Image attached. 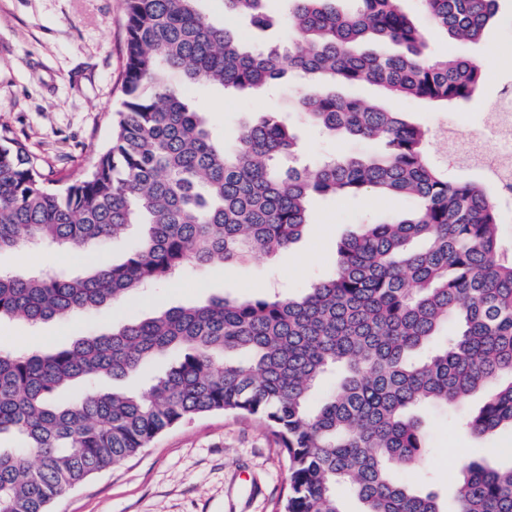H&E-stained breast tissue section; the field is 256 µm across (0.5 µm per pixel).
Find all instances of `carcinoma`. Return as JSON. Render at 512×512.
Listing matches in <instances>:
<instances>
[{
  "label": "carcinoma",
  "instance_id": "1",
  "mask_svg": "<svg viewBox=\"0 0 512 512\" xmlns=\"http://www.w3.org/2000/svg\"><path fill=\"white\" fill-rule=\"evenodd\" d=\"M201 0H124L123 98L110 146L60 188L0 130V251L32 242L81 249L147 226L120 263L82 276L0 275V320L31 324L122 302L191 263L237 264L290 247L318 197L394 195L414 209L338 246L332 275L299 297H213L171 307L37 353L0 351V512H49L87 479L198 415L258 422L288 461L282 512H444L437 495L396 479L429 448L416 411L448 410L489 389L465 422L478 437L512 429V259L485 184L451 179L427 130L401 112L307 84L371 83L386 95L457 107L484 79L468 58L432 59L402 0H285L288 48L256 46L210 21ZM265 0H224L259 30ZM434 27L479 40L499 0H422ZM302 81L289 107L312 126L384 145L314 169L293 163L297 137L278 112L226 148L183 85L265 90ZM446 344L430 348L443 328ZM143 390H104L170 351ZM336 387L317 411L312 391ZM85 390L63 395L71 382ZM454 512H512V466L461 458Z\"/></svg>",
  "mask_w": 512,
  "mask_h": 512
}]
</instances>
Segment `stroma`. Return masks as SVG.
<instances>
[{
  "label": "stroma",
  "instance_id": "1",
  "mask_svg": "<svg viewBox=\"0 0 512 512\" xmlns=\"http://www.w3.org/2000/svg\"><path fill=\"white\" fill-rule=\"evenodd\" d=\"M124 0H0V126L9 127L30 155L66 176L92 165L112 135V116L122 98L125 67ZM405 12L427 39L429 56H459L480 64L485 80L469 102L452 109L431 108L411 98L387 106L420 122L429 133V156L449 175L469 172L448 164L450 136L479 131L504 83H512V0L499 10L478 43L447 37L429 25L419 0H403ZM189 97L207 109L214 135L233 145L240 127L271 110L288 111L305 161L367 151L368 143L313 129L289 112L284 90L230 95L191 87ZM411 200L390 196L345 197L315 201L301 238L288 249L256 256L233 267L207 263L186 267L175 277L144 288L119 305L104 306L37 325L0 322V351H38L70 344L105 325H121L158 310L191 305L216 296L243 299L278 293L295 297L330 275L342 238L359 233L366 219L384 220L411 210ZM141 232L76 252L44 244L0 252V272L18 267L74 275L102 260H121ZM477 393L452 414L418 410L430 438L428 468L415 490L439 493L453 512L458 479L456 451L490 448L486 463L512 466V431L474 439L461 427L483 403ZM287 460L264 427L224 414L205 415L160 435L148 448L94 475L56 499L50 512H276L285 494Z\"/></svg>",
  "mask_w": 512,
  "mask_h": 512
}]
</instances>
